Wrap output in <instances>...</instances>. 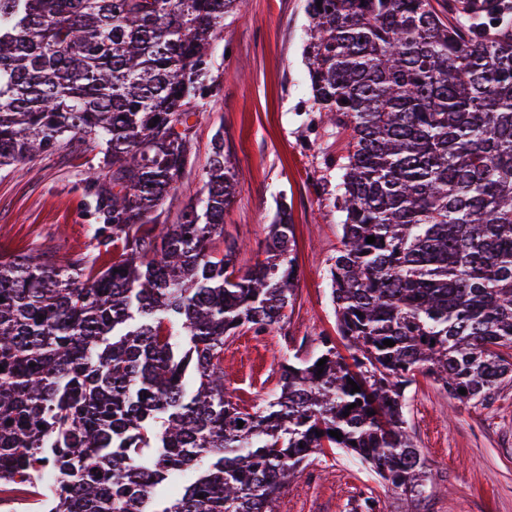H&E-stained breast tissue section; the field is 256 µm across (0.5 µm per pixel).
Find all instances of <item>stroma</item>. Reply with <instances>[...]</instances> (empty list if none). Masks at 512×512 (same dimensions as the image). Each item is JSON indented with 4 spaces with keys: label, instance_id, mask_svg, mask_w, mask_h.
Returning a JSON list of instances; mask_svg holds the SVG:
<instances>
[{
    "label": "stroma",
    "instance_id": "obj_1",
    "mask_svg": "<svg viewBox=\"0 0 512 512\" xmlns=\"http://www.w3.org/2000/svg\"><path fill=\"white\" fill-rule=\"evenodd\" d=\"M309 24L306 0H245L225 15L209 72L220 92L191 119V161L159 217L175 223L187 204L204 197L219 132L239 185L224 214V238L239 247L238 267L257 261L277 204L288 206L299 276L293 307L282 328L260 335L243 329L224 341L225 392L246 408L277 391L288 354L312 355L319 336L336 333L327 272L341 246L336 160L349 136L320 122L311 100L303 55ZM97 166L95 150L75 144L0 170V256L51 251L62 260L83 254L111 265V253L96 247L81 197V179ZM405 415L430 469L431 484L418 501L400 499L368 464L337 448L304 462L274 512H354L364 495L389 512H512V384L474 408L420 375L406 391Z\"/></svg>",
    "mask_w": 512,
    "mask_h": 512
}]
</instances>
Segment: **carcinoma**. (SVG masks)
Returning a JSON list of instances; mask_svg holds the SVG:
<instances>
[{"instance_id":"carcinoma-1","label":"carcinoma","mask_w":512,"mask_h":512,"mask_svg":"<svg viewBox=\"0 0 512 512\" xmlns=\"http://www.w3.org/2000/svg\"><path fill=\"white\" fill-rule=\"evenodd\" d=\"M242 2L0 0V168L94 144L84 195L98 245L119 251L106 268L0 259V487L81 468L50 512H273L328 448L413 500L428 479L403 413L416 375L475 407L512 383V3L448 0L445 20L434 0H308L313 103L350 136L327 273L349 355L321 336L262 406L226 399L224 337L282 328L295 300L288 207L247 270L234 244L213 250L238 185L218 133L205 198L175 224L155 213ZM202 457L179 498H158Z\"/></svg>"}]
</instances>
